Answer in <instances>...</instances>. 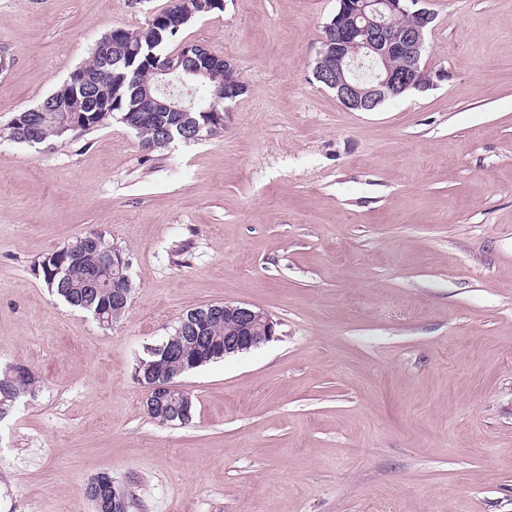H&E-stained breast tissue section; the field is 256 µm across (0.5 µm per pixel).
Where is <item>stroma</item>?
Listing matches in <instances>:
<instances>
[{
    "instance_id": "obj_1",
    "label": "stroma",
    "mask_w": 512,
    "mask_h": 512,
    "mask_svg": "<svg viewBox=\"0 0 512 512\" xmlns=\"http://www.w3.org/2000/svg\"><path fill=\"white\" fill-rule=\"evenodd\" d=\"M168 4L0 0V368L42 380L0 422V512H93L101 473L131 512H512V0H430L446 79L372 112L313 76L338 0H224L181 34L247 86L223 133L5 138ZM97 232L130 261L109 327L40 268ZM217 302L277 336L180 376L195 418L159 424L137 360Z\"/></svg>"
}]
</instances>
